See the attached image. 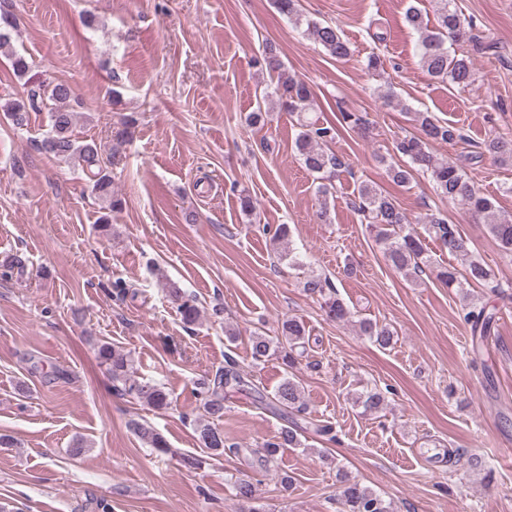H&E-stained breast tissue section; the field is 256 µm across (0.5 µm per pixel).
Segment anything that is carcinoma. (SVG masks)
Listing matches in <instances>:
<instances>
[{
  "label": "carcinoma",
  "mask_w": 512,
  "mask_h": 512,
  "mask_svg": "<svg viewBox=\"0 0 512 512\" xmlns=\"http://www.w3.org/2000/svg\"><path fill=\"white\" fill-rule=\"evenodd\" d=\"M297 2L298 0H273L275 8L296 24L301 21ZM406 20L419 34L421 61L431 77L463 88L475 81L472 58L468 55H450L447 39L469 43L477 53L485 51L486 47L472 34L471 23L452 8V0H444L437 17V26L431 30L415 8L407 11ZM306 24L314 40L331 56L344 59L350 55V47L338 28L310 20ZM14 28V17L6 11L1 12L0 49L9 46L10 30ZM274 94L281 108L299 116L301 130L295 145L306 169L312 174L324 176L341 168V160L326 151L328 144L336 138V128L304 116L312 100L309 86L288 77L280 81ZM71 99L70 87L65 83H57L44 91L31 88L26 98L0 104V111L19 127L28 124L31 113L48 111L49 130L39 141L37 148L60 161L74 159L80 163L92 191L103 202V209L107 210L97 224L98 232L107 238L112 230L110 213L122 206L121 200L112 194V176L109 171L112 161L102 158L95 143L82 141L74 136L77 115ZM414 121L419 126V133L406 136L394 145V153L408 158L410 164L405 166L394 161L389 162L388 176L391 181L397 186H405L414 179L417 172L428 175L439 196L460 202L483 217L502 250L512 255V221L497 217L494 202L480 195L472 181L456 164L440 161L429 151L428 145L431 141L452 143L462 138L460 130L451 124L439 122L428 112L414 113ZM483 152L504 164H511L512 139L492 137L483 142ZM356 193L353 207L367 220V227L374 233L376 241L384 245L388 261L398 272L422 274L427 271L450 288H462L471 282L481 283L491 279L490 272L471 258L467 241L457 225L450 224L448 220L435 214L429 215L425 220L429 224V233L448 253L460 258L464 265L462 273L452 266L431 265L420 239L406 231L409 224L407 216L391 196L364 182L358 184ZM304 288L309 294L323 299V310L328 319L343 321L350 314L342 300L335 297V288L328 279L311 276L305 281ZM464 318L470 324L472 347L477 350L489 335L495 322V314L481 306L469 310ZM361 329L364 335L382 348L390 345L392 341L393 332L385 325L380 326L365 320L361 322ZM279 332L280 339L276 343L263 335L250 336L251 354L255 360L262 361L286 348L288 352L284 354V359L290 366L295 363L292 352L304 344L305 339L302 323L290 317L281 322ZM94 350L99 363L106 367L114 390L153 410L162 411L171 407L172 400L164 386L140 381L130 374V360L121 349L107 341H100L95 344ZM242 386L243 378L231 363L213 377H205L196 383L195 395L202 414L194 420V429L199 443L214 456H222L227 450L240 451L239 447L227 444L224 431L217 426V422L224 418V399L228 390ZM359 402L364 410L378 412L383 409L385 399L378 391H366L359 396ZM272 404L279 410L291 413L305 412L306 405L300 383L290 376L285 378L275 390ZM132 426L149 447L162 452L168 450L166 440L154 428L139 422L132 423ZM301 431L302 428L298 426L282 430L274 440L266 442L262 448V460L267 464L272 463L279 449L298 445ZM337 501L340 505L339 512H390V506L379 494L358 482H343L337 492Z\"/></svg>",
  "instance_id": "1"
}]
</instances>
